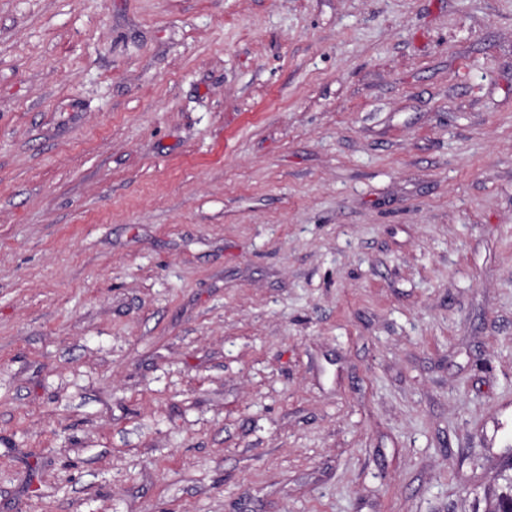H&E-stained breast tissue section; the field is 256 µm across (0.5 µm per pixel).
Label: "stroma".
I'll return each mask as SVG.
<instances>
[{"label": "stroma", "instance_id": "35a3bbf8", "mask_svg": "<svg viewBox=\"0 0 512 512\" xmlns=\"http://www.w3.org/2000/svg\"><path fill=\"white\" fill-rule=\"evenodd\" d=\"M498 421L512 0H0V512H481Z\"/></svg>", "mask_w": 512, "mask_h": 512}]
</instances>
